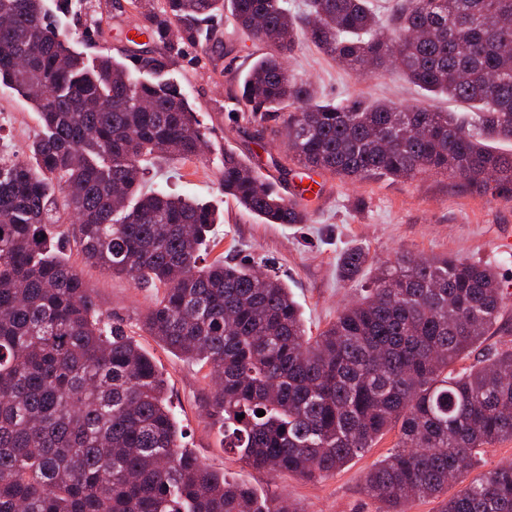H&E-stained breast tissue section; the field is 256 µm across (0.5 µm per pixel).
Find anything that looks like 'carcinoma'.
<instances>
[{"instance_id": "carcinoma-1", "label": "carcinoma", "mask_w": 512, "mask_h": 512, "mask_svg": "<svg viewBox=\"0 0 512 512\" xmlns=\"http://www.w3.org/2000/svg\"><path fill=\"white\" fill-rule=\"evenodd\" d=\"M130 4L135 22L119 32L127 46L88 59L72 32L48 22L46 0H0V17H12L0 27V83L41 127L29 155L0 156V512H301L183 450L156 362L112 326L59 246L58 195L85 263L161 289L142 326L219 379L207 414L224 447L273 477L321 479L396 428V447L364 476L366 494L383 512L442 496L479 451L512 439V350L452 369L504 310L495 274L403 254L312 336L279 276L222 257L201 264L217 210L144 181L153 162L204 153L205 130L170 73L213 38L200 22L227 9L263 46L237 85L242 118L288 141L297 167L352 181L441 175L505 189L509 201L512 153L488 142L512 141V0H397L389 26L371 0H308L301 14L287 0ZM299 39L355 70H396L468 118L320 100L285 66ZM283 112L280 126H266ZM221 186L265 224L308 221L232 153ZM368 259L346 252L343 275ZM440 512H512V465L474 477Z\"/></svg>"}]
</instances>
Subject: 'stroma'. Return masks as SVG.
Instances as JSON below:
<instances>
[{
    "instance_id": "35a3bbf8",
    "label": "stroma",
    "mask_w": 512,
    "mask_h": 512,
    "mask_svg": "<svg viewBox=\"0 0 512 512\" xmlns=\"http://www.w3.org/2000/svg\"><path fill=\"white\" fill-rule=\"evenodd\" d=\"M61 27L80 33L93 17L106 18L107 39L132 19L127 0H47ZM217 41L189 49L174 72L194 104L207 147L198 160L161 166L151 182L169 183L176 192L208 202L224 215L206 249V260L224 257L280 276L299 303L309 333L335 321L341 307L363 294L375 266L403 253L435 255L494 268L505 293L512 294V200L470 191L443 176L413 181L370 179L341 181L327 173L304 175L291 166L282 141L262 137L256 124L242 120L232 97L237 82L259 54V43L233 31L230 18L216 17ZM292 74L312 81L324 100L415 102L421 93L398 72L376 77L333 62L311 44L300 42L287 61ZM36 112L25 98L0 84V155L23 156L39 133ZM233 151L258 172L280 181L288 198H302L310 220L305 224H264L227 199L220 185L225 151ZM368 250L372 266L352 280L341 276L340 259L352 248ZM113 324L131 331L156 361L168 383V401L185 432L184 446L211 468L246 484L259 495L281 493L299 502L303 512H379L363 490V477L398 442L390 430L347 467L319 480L259 472L223 446L217 426L204 412L209 388L204 371L164 349L140 328L141 314L156 291L137 288L123 277L88 268Z\"/></svg>"
}]
</instances>
